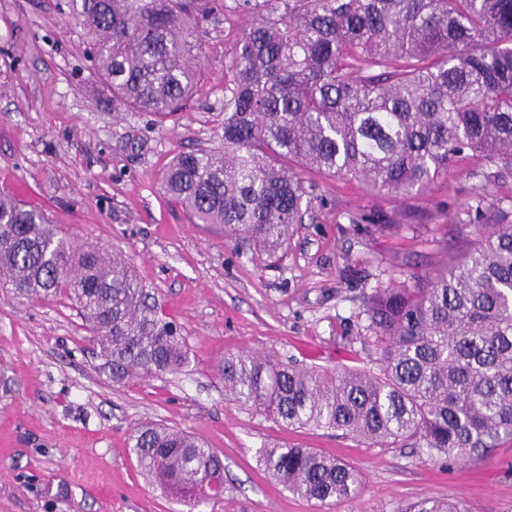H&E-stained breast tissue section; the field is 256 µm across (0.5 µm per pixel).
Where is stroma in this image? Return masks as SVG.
<instances>
[{"label": "stroma", "instance_id": "stroma-1", "mask_svg": "<svg viewBox=\"0 0 512 512\" xmlns=\"http://www.w3.org/2000/svg\"><path fill=\"white\" fill-rule=\"evenodd\" d=\"M233 4L224 0L203 24V76L187 111L161 123L113 102L67 0H0V191L41 209L75 245L122 254L190 348L181 373L118 384L70 300L0 287V512H182L129 452L144 422L220 454L224 493L202 512H397L425 498L512 512L510 446L449 465L288 428L226 396L219 367L241 349L375 368V346L358 337L366 296L414 286L486 225L512 224V175L466 160L409 198L317 179L313 219L272 266L236 250L222 226L193 223L160 179L176 155L224 146V55L248 21ZM284 443L360 469L361 490L333 505L292 495L256 458Z\"/></svg>", "mask_w": 512, "mask_h": 512}]
</instances>
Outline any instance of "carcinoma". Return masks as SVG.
<instances>
[{"label": "carcinoma", "instance_id": "carcinoma-1", "mask_svg": "<svg viewBox=\"0 0 512 512\" xmlns=\"http://www.w3.org/2000/svg\"><path fill=\"white\" fill-rule=\"evenodd\" d=\"M213 0H68L96 75L131 112L183 111L203 71ZM252 23L225 62L224 149L175 157L166 194L241 252L273 259L315 209L309 175L420 195L468 160L512 171V0H234ZM0 281L28 299L74 302L112 380L182 370L186 338L156 316L129 263L76 247L44 212L0 192ZM377 370L304 367L242 350L224 358L232 399L288 427L336 430L445 462L512 443V224L480 234L413 288L367 297ZM141 473L190 508L224 470L177 429L133 428ZM288 492L330 504L363 474L313 448L263 446ZM398 512H469L422 499Z\"/></svg>", "mask_w": 512, "mask_h": 512}]
</instances>
